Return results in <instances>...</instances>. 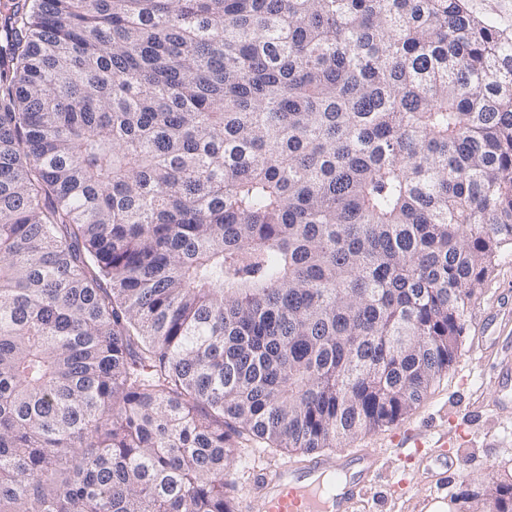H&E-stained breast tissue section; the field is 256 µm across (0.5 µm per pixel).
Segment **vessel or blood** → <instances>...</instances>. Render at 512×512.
<instances>
[{
	"mask_svg": "<svg viewBox=\"0 0 512 512\" xmlns=\"http://www.w3.org/2000/svg\"><path fill=\"white\" fill-rule=\"evenodd\" d=\"M380 461L379 451L367 448L257 471L241 512H355L380 474Z\"/></svg>",
	"mask_w": 512,
	"mask_h": 512,
	"instance_id": "1",
	"label": "vessel or blood"
}]
</instances>
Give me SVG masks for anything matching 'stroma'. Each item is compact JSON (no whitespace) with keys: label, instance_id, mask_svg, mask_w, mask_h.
Returning a JSON list of instances; mask_svg holds the SVG:
<instances>
[{"label":"stroma","instance_id":"stroma-1","mask_svg":"<svg viewBox=\"0 0 512 512\" xmlns=\"http://www.w3.org/2000/svg\"><path fill=\"white\" fill-rule=\"evenodd\" d=\"M512 301V250H503L481 293L469 310L466 329L459 338V356L447 375L431 387L426 397L394 425L363 434L337 445L340 453L362 448H384L381 475L371 487L366 512H454V498L464 483L478 485L486 474L512 483V424L503 425L493 403L499 389L480 359L485 334L482 318L493 306ZM441 430L448 436L454 466L446 489H437L426 475L427 457L433 448L423 447L412 457L397 456L393 447L406 430ZM295 451L250 448L229 467L235 497L244 500L254 471L298 459Z\"/></svg>","mask_w":512,"mask_h":512}]
</instances>
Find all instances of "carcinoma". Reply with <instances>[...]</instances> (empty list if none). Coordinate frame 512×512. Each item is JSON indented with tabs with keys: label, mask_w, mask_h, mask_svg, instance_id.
<instances>
[{
	"label": "carcinoma",
	"mask_w": 512,
	"mask_h": 512,
	"mask_svg": "<svg viewBox=\"0 0 512 512\" xmlns=\"http://www.w3.org/2000/svg\"><path fill=\"white\" fill-rule=\"evenodd\" d=\"M508 246L465 0H0V512H234L242 442L408 415Z\"/></svg>",
	"instance_id": "obj_1"
}]
</instances>
